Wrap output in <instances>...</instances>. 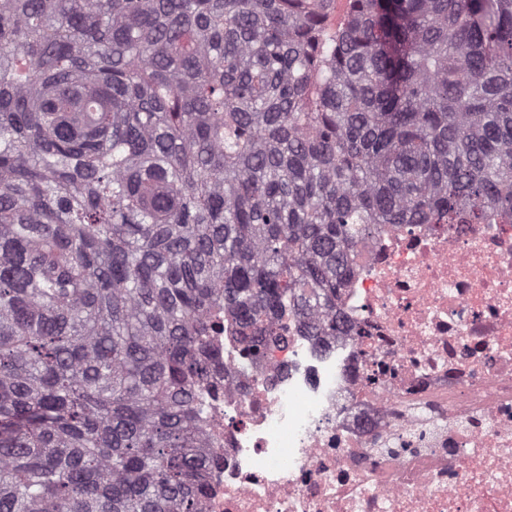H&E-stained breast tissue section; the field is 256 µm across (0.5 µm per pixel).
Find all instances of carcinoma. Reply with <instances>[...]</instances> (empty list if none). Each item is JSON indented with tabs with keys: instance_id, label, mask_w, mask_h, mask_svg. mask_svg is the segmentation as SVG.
Returning <instances> with one entry per match:
<instances>
[{
	"instance_id": "1",
	"label": "carcinoma",
	"mask_w": 512,
	"mask_h": 512,
	"mask_svg": "<svg viewBox=\"0 0 512 512\" xmlns=\"http://www.w3.org/2000/svg\"><path fill=\"white\" fill-rule=\"evenodd\" d=\"M494 219L512 0H0V512H203L212 337Z\"/></svg>"
}]
</instances>
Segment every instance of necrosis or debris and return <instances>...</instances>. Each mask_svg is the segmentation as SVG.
<instances>
[{"mask_svg": "<svg viewBox=\"0 0 512 512\" xmlns=\"http://www.w3.org/2000/svg\"><path fill=\"white\" fill-rule=\"evenodd\" d=\"M344 330L216 337L204 512H512V224H389Z\"/></svg>", "mask_w": 512, "mask_h": 512, "instance_id": "1", "label": "necrosis or debris"}]
</instances>
